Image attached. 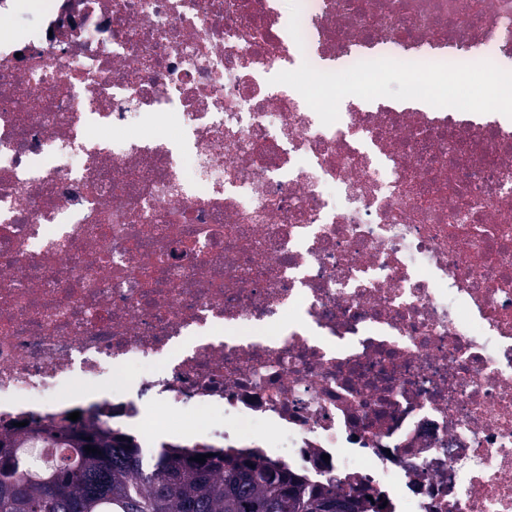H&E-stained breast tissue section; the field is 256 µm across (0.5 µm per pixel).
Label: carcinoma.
I'll return each mask as SVG.
<instances>
[{
    "instance_id": "1",
    "label": "carcinoma",
    "mask_w": 512,
    "mask_h": 512,
    "mask_svg": "<svg viewBox=\"0 0 512 512\" xmlns=\"http://www.w3.org/2000/svg\"><path fill=\"white\" fill-rule=\"evenodd\" d=\"M47 434L75 448L37 480L12 455L10 438L0 437V512H183L187 502L197 512H267L274 494L284 497V512H315L313 504L338 496L256 459L204 450L206 461L196 462L174 448L148 456L131 438L100 429Z\"/></svg>"
}]
</instances>
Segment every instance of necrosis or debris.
Here are the masks:
<instances>
[{"label":"necrosis or debris","instance_id":"necrosis-or-debris-1","mask_svg":"<svg viewBox=\"0 0 512 512\" xmlns=\"http://www.w3.org/2000/svg\"><path fill=\"white\" fill-rule=\"evenodd\" d=\"M512 0H49L0 37V435L79 413L366 512H512ZM158 128L144 134L145 118ZM346 85L356 86L361 92H366L368 100L383 99L397 102H417L426 98L427 95L417 98L414 88L406 83L385 80L383 76H372L368 74H347L344 78ZM436 77L437 75H435L430 81L432 87H434L439 92L447 93L448 96L454 99L455 105L452 100L444 97L441 93L433 92L427 101L421 102V107L433 112H444L446 110L452 109L454 106L456 108L454 81H448L447 84L442 81V77L435 81Z\"/></svg>","mask_w":512,"mask_h":512}]
</instances>
